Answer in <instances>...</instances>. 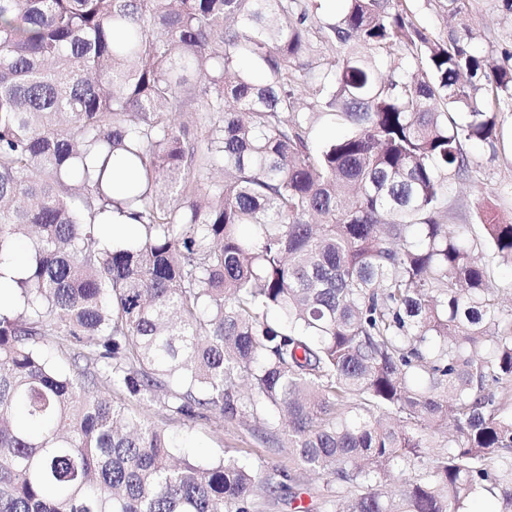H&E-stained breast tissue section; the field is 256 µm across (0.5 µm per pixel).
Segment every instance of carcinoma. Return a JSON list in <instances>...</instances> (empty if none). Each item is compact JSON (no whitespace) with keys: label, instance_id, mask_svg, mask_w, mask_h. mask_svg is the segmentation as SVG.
<instances>
[{"label":"carcinoma","instance_id":"1","mask_svg":"<svg viewBox=\"0 0 512 512\" xmlns=\"http://www.w3.org/2000/svg\"><path fill=\"white\" fill-rule=\"evenodd\" d=\"M318 9L0 0V264L31 241L0 304V512H255L297 482L177 455L153 404L277 419L327 512H512V223H448L512 57L405 0ZM407 3L417 14L421 24L431 32L446 33L448 27L455 23L451 22L446 12L440 11L434 6L435 2H431V5L427 0H413Z\"/></svg>","mask_w":512,"mask_h":512}]
</instances>
